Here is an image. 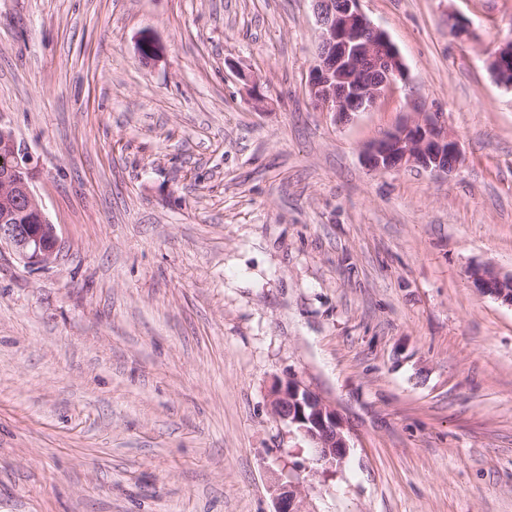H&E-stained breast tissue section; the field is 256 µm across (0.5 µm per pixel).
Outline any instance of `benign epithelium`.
Returning a JSON list of instances; mask_svg holds the SVG:
<instances>
[{"label": "benign epithelium", "mask_w": 512, "mask_h": 512, "mask_svg": "<svg viewBox=\"0 0 512 512\" xmlns=\"http://www.w3.org/2000/svg\"><path fill=\"white\" fill-rule=\"evenodd\" d=\"M320 27L317 57L310 71L308 95L314 109L340 121L364 112L384 98L407 67L385 31L361 9V0H311ZM139 54L148 61L162 55L150 37L141 40ZM489 70L503 87L512 89V41L490 56ZM412 117L370 143L363 161L373 170L420 168L448 174L462 161L454 133L441 112L412 104ZM38 165L0 116V246H9L24 265L46 268L61 251L56 225L50 223L35 191ZM475 287L512 307V274L472 268ZM269 407L273 417L306 439L316 463L329 470L342 465L349 452L344 426L336 410L298 379L288 376L274 384ZM276 512H302L298 486L281 489Z\"/></svg>", "instance_id": "7a95c632"}]
</instances>
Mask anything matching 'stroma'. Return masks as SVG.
I'll return each mask as SVG.
<instances>
[{
  "label": "stroma",
  "mask_w": 512,
  "mask_h": 512,
  "mask_svg": "<svg viewBox=\"0 0 512 512\" xmlns=\"http://www.w3.org/2000/svg\"><path fill=\"white\" fill-rule=\"evenodd\" d=\"M361 7L409 79L340 122L311 0H0V116L62 241L0 249V512H275L292 481L305 512H512V307L469 274L512 273V0ZM412 100L454 172L363 164ZM290 374L340 470L272 417ZM489 70L501 86L512 89V41L499 46L490 56ZM269 407L276 420L309 442L317 464L326 470L342 465L350 448L343 423L335 409L318 394L288 375L274 384Z\"/></svg>",
  "instance_id": "35a3bbf8"
}]
</instances>
